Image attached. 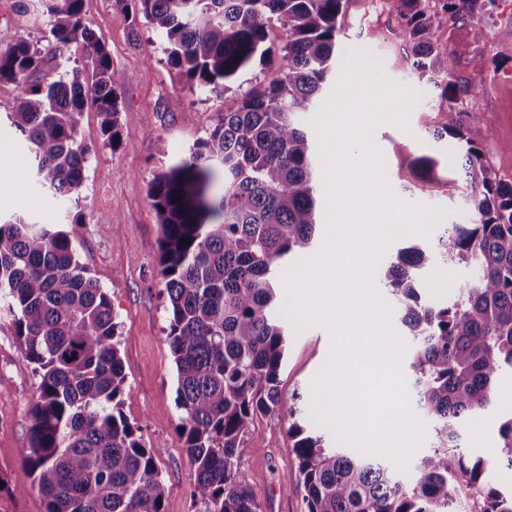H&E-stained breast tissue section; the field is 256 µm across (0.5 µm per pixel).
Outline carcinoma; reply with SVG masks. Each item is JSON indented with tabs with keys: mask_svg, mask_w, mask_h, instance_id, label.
Returning a JSON list of instances; mask_svg holds the SVG:
<instances>
[{
	"mask_svg": "<svg viewBox=\"0 0 512 512\" xmlns=\"http://www.w3.org/2000/svg\"><path fill=\"white\" fill-rule=\"evenodd\" d=\"M53 37L43 53L21 40L0 51V82L19 88L9 119L34 158V176L57 199L79 193L94 149L79 139L83 112L101 117L104 144L120 142V89L103 36L82 22L83 0H42ZM348 0H112L165 40L169 64L222 101L218 123L190 152L154 175L148 198L162 229L159 274L168 296L167 339L177 371L176 407L196 466L191 496L200 512H261L238 470L240 448L259 416L288 415L298 462L283 491L304 489L306 512H512V489L487 461L460 451L462 420L485 411L512 372V182L498 178L468 137L479 114L456 105L451 57L435 39L439 17L478 15L495 0H384L412 67L441 89L432 135L466 144L460 171L472 218L431 244L400 249L378 264L408 329L402 369L415 410L432 424V450L417 456L410 483L381 459L324 445L279 375L285 326L277 315L292 257L315 249L317 173L300 114L336 69V37ZM279 51L266 45L273 22ZM89 49L91 76L64 52ZM282 76L265 87L245 76L254 63ZM188 245L181 244L185 237ZM467 264L476 275L453 300L420 292L428 266ZM0 306L13 316L21 353L40 377L27 460L46 512H165L157 460L120 409L126 375L110 296L88 275L67 234L28 215L0 222ZM498 460L512 469V416L498 428Z\"/></svg>",
	"mask_w": 512,
	"mask_h": 512,
	"instance_id": "1",
	"label": "carcinoma"
}]
</instances>
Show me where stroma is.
<instances>
[{"label": "stroma", "instance_id": "obj_1", "mask_svg": "<svg viewBox=\"0 0 512 512\" xmlns=\"http://www.w3.org/2000/svg\"><path fill=\"white\" fill-rule=\"evenodd\" d=\"M382 0H349L338 36V55L357 49L369 54L377 71L418 91L419 100L407 128L383 122L372 141L382 155L387 182L400 200L449 209L446 221L461 224L471 218L468 191L451 161L448 142L433 138L430 108L439 99L433 85L419 81L410 62L411 46L399 38L396 16L382 13ZM84 23L102 34L114 69L128 81L120 91L122 141L102 144L100 118L84 113L80 137L95 153L85 172L78 204L63 205L36 185L27 147L6 118L17 94L14 84L0 83V219L29 212L42 224L63 225L79 261L108 291L119 324L120 355L127 375L122 411L139 426L144 440L159 448L158 470L165 488V512H198L191 497L195 473L184 449L175 405L176 367L166 335L165 285L159 275L160 228L148 198L153 176L177 160L217 123L221 102L191 91L185 75L169 65L163 38L140 25L131 40V19L112 0H85ZM26 39L50 48L47 21L32 24L16 15L14 0H0V50ZM436 39L454 63L462 90L458 104L478 112L480 120L469 138L505 181L512 182V0H496L481 16L441 17ZM426 154L437 157V173L419 174L412 161ZM475 274L465 265H435L422 277L427 298L452 299L459 282ZM329 330L311 326L289 333L280 369L284 399L299 398L311 408L314 379L331 353ZM40 378L22 356L9 319L0 320V471L20 495H0V512H45L41 497L31 491L28 432L31 407ZM512 413V377L503 376L488 410L465 421L459 443L463 451L494 458L496 431ZM287 416L261 417L242 444L238 466L262 512H306L304 492L281 491L293 478L297 461L290 449Z\"/></svg>", "mask_w": 512, "mask_h": 512}]
</instances>
